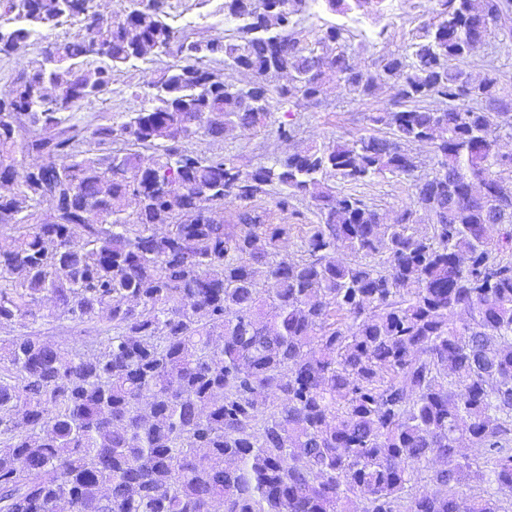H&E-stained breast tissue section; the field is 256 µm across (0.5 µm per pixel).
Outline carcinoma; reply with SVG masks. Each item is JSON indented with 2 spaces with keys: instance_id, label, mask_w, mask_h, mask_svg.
<instances>
[{
  "instance_id": "cac0c4a2",
  "label": "carcinoma",
  "mask_w": 512,
  "mask_h": 512,
  "mask_svg": "<svg viewBox=\"0 0 512 512\" xmlns=\"http://www.w3.org/2000/svg\"><path fill=\"white\" fill-rule=\"evenodd\" d=\"M5 2L15 21L0 24V54L63 16L80 27L0 92L19 123L0 127V157L38 159L0 168L11 187L0 194V328L38 322L51 301L73 321L105 316L110 335L69 347L0 339V512H509L512 261L499 254L512 250V182L499 171L512 154L489 112L512 129V104L456 61L512 0H435L437 21L377 61L397 100L368 120L390 136L253 170L183 141L253 130L273 100L314 101L328 79L360 97L376 88L342 27L297 37L308 0L280 18L274 0H224L238 25L208 40L162 10L113 23L86 0H26L21 14ZM324 2L345 13L384 0ZM154 47L175 62L148 82L149 108L87 137L70 123L78 103L109 91L113 68ZM218 57L254 73L252 100L210 68ZM283 73L288 83L271 86ZM37 83L72 100L35 106ZM427 99L446 107L419 106ZM416 141L433 142L437 167L394 223L329 187L411 175L402 144ZM275 186L282 210L315 189L320 222L300 259L282 253L290 225L246 206ZM229 195L245 203L238 223H217L209 213ZM130 197L133 222L104 220ZM45 203L60 222L35 220ZM463 439L482 457L458 458ZM474 466L495 492L459 490Z\"/></svg>"
}]
</instances>
